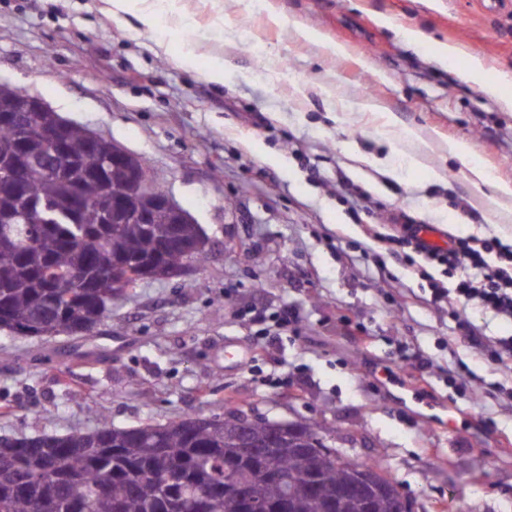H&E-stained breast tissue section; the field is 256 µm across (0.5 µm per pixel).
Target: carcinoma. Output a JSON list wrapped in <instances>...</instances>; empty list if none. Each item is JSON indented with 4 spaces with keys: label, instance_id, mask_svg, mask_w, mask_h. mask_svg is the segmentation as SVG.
Returning a JSON list of instances; mask_svg holds the SVG:
<instances>
[{
    "label": "carcinoma",
    "instance_id": "1",
    "mask_svg": "<svg viewBox=\"0 0 512 512\" xmlns=\"http://www.w3.org/2000/svg\"><path fill=\"white\" fill-rule=\"evenodd\" d=\"M63 135L68 154L52 158L42 138L0 121V142H17L15 161L33 169L26 203L0 190V227H8L0 235V330L15 336L91 333L112 312V289L95 287L96 278L119 264L142 262L154 275L207 257L187 252L199 226L176 224L160 208L148 224L122 212L105 219L97 167L112 156V141L88 150L85 127L73 123ZM226 426L223 413L200 424L188 415L132 429L102 417L89 431L0 437V512H199L203 495L212 497L211 512H239L235 487L224 483V459L245 469L252 462L238 457ZM329 431L312 421L273 439L263 421L251 422L250 440L270 464L290 481L314 486L309 497L265 482L262 496L273 504L288 497L291 512H324L336 503L342 512H397L389 490L366 498L351 490L358 474L379 481L380 467L351 459L323 466L314 444Z\"/></svg>",
    "mask_w": 512,
    "mask_h": 512
}]
</instances>
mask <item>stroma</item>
Instances as JSON below:
<instances>
[{
	"mask_svg": "<svg viewBox=\"0 0 512 512\" xmlns=\"http://www.w3.org/2000/svg\"><path fill=\"white\" fill-rule=\"evenodd\" d=\"M106 7L0 0V80L143 157L213 251L187 279L140 283L90 334L0 331V436L93 428L92 406L118 427L323 421L414 512H512V368L483 353L512 324L434 299L456 272L385 253L405 223L447 239L512 226V199L491 204L446 151L466 140L512 184V112L467 78L479 54L512 96V0H172L160 41ZM398 27L430 41L409 47ZM190 43L195 73L179 64ZM440 43L459 47L453 67ZM388 113L431 142L426 167L383 140ZM358 152L393 157L397 176Z\"/></svg>",
	"mask_w": 512,
	"mask_h": 512,
	"instance_id": "1",
	"label": "stroma"
}]
</instances>
